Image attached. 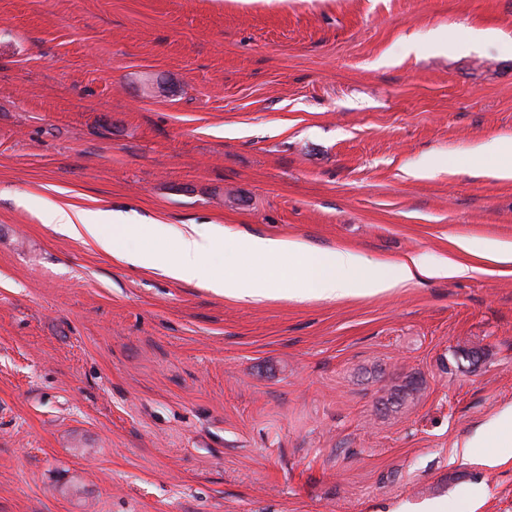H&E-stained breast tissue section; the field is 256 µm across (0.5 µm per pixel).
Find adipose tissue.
Here are the masks:
<instances>
[{
  "mask_svg": "<svg viewBox=\"0 0 512 512\" xmlns=\"http://www.w3.org/2000/svg\"><path fill=\"white\" fill-rule=\"evenodd\" d=\"M46 224L65 230L77 239L92 241L101 251L128 263L148 269L244 303H258L288 294L292 298L344 301L397 292L432 279H455L481 271L483 265H512V243L487 239L478 243L454 240L455 256L430 262L419 253H409L388 263L371 264L353 250L336 246L319 248L297 239L241 236L231 231L204 229L199 224H142L135 232L151 239L169 236L175 254L159 258L151 246L125 248L131 232L128 225L113 222L103 211H87L50 206L44 215ZM279 259H296L298 269L287 287L266 279L244 277L225 271L231 252ZM492 447L484 457L488 467L512 459V405L506 406L482 426L458 453L469 458L472 449Z\"/></svg>",
  "mask_w": 512,
  "mask_h": 512,
  "instance_id": "obj_1",
  "label": "adipose tissue"
}]
</instances>
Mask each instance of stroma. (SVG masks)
<instances>
[{"label":"stroma","instance_id":"1","mask_svg":"<svg viewBox=\"0 0 512 512\" xmlns=\"http://www.w3.org/2000/svg\"><path fill=\"white\" fill-rule=\"evenodd\" d=\"M493 139L512 0H0V512H512L455 455L512 404V273L246 304L43 221L436 261L512 242ZM488 176L512 178V141L494 139L480 145L474 154Z\"/></svg>","mask_w":512,"mask_h":512}]
</instances>
